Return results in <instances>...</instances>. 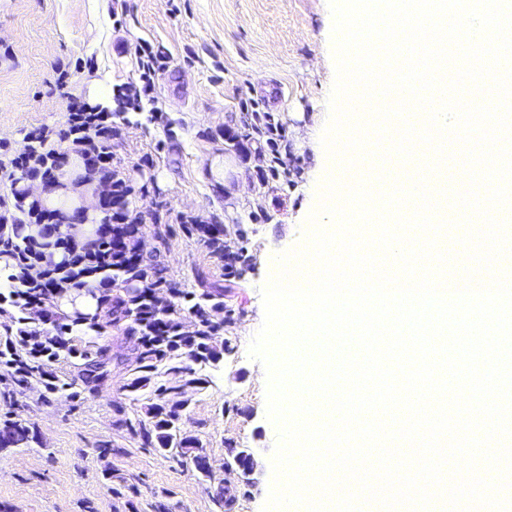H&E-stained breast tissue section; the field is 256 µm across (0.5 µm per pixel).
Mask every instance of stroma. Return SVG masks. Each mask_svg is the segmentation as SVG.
Returning <instances> with one entry per match:
<instances>
[{
	"instance_id": "1",
	"label": "stroma",
	"mask_w": 512,
	"mask_h": 512,
	"mask_svg": "<svg viewBox=\"0 0 512 512\" xmlns=\"http://www.w3.org/2000/svg\"><path fill=\"white\" fill-rule=\"evenodd\" d=\"M124 23L114 28L112 0H0V158L24 153L29 133L60 129L70 95L90 99L92 85L112 90L137 76L135 48L147 43L166 58L155 78L157 111L118 117L109 142L112 167L139 201L140 241L151 252L152 209L170 224L216 221L243 242L247 259L224 290L223 360L205 388L189 390L185 428L205 448L211 478L114 426L113 402L129 416L142 402L121 386L135 363V341L113 333L112 389L104 397L72 400L36 387L16 404L0 401V424L20 414L40 434L39 446L0 449V512H216L211 492L230 448H248L258 479L240 486L229 512H261L272 481L277 429L266 415L264 365L249 345L264 321L266 255L300 244L313 208L311 172L320 151L306 142L328 124L335 82L333 16L328 0H121ZM85 61L69 91L56 79L73 60ZM254 99L272 112L285 134L288 173L261 184L265 160L255 143L226 139L242 131L239 102ZM232 158L245 186L229 200L215 160ZM167 275L183 284L191 267L213 268L198 240L175 234L163 253ZM115 447L102 457L100 444Z\"/></svg>"
}]
</instances>
